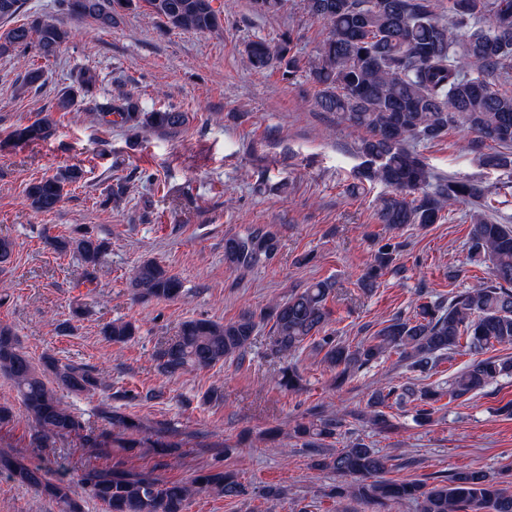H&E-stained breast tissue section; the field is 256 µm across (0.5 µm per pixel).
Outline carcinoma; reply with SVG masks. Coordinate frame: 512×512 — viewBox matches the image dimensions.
<instances>
[{"label": "carcinoma", "instance_id": "obj_1", "mask_svg": "<svg viewBox=\"0 0 512 512\" xmlns=\"http://www.w3.org/2000/svg\"><path fill=\"white\" fill-rule=\"evenodd\" d=\"M142 1L168 30L210 33L223 28L214 0H63V4L69 14L110 29ZM285 2L250 0V5L259 15H276ZM304 9L328 28L307 70L317 105L338 114L357 134L358 152L364 158L358 179L389 189L378 201V223L398 230L407 224H436L445 211L460 204H475L482 211L490 208L491 191L475 180L431 182L428 167L412 145L437 141L449 128H461L470 135L467 145L480 166L512 172V92L495 89L500 71L512 65V0H448L446 23L433 0H304ZM69 37L68 29L36 16L27 24L0 30V55L33 46L48 58ZM244 55L259 73L279 71L291 80L303 69L289 34L275 42L252 39L245 43ZM98 81L92 67L72 71L70 84L57 93V111L70 112L78 99L93 97ZM100 117L111 125L153 131H177L188 122L187 114L175 109L145 111L128 94L101 106ZM56 128L54 118L45 114L18 126L13 137L19 142L45 140ZM81 178L82 170L76 166L42 177L26 186V200L32 210L50 213L62 201L65 187ZM45 244L55 252L76 255L88 281L94 279L109 247L87 231L48 237ZM401 247L390 238L378 241L359 286L370 290L381 276L399 272ZM279 250L276 233L255 228L225 240L224 260L236 269L254 268L272 261ZM468 257L489 262L486 281L458 290L446 301L434 300L427 289L418 288L410 314L393 315L354 346L341 341L331 327L327 302L335 283L322 280L292 291L258 314L247 310L224 324L203 318L182 322L176 335L158 343L156 367L173 377L240 359L264 321L272 323L271 350L279 358L276 384L288 393L303 388L297 357L309 346L333 373L336 388L387 352L397 353L409 371L423 377L431 375L443 356L460 349L467 352L472 361L446 387L418 388L409 380L390 381L371 394L369 420L380 431L391 429L385 408L407 401L417 402L415 422L427 424L442 398L451 404L512 375L511 356L487 355L496 346H512V225L497 224L482 212L472 215ZM132 285L138 300H174L183 288L178 276L154 260H144L135 268ZM137 333L132 321H114L102 330L104 338L117 345L133 341ZM0 377L12 383L21 399L31 422L32 443L41 446L74 434L83 447L105 449L109 462L83 464L74 480L54 476L46 465H28L0 453V476L54 500L59 512H84L81 500L74 497V483L86 497L102 503L106 512H188L191 500L201 493L231 499L247 492L237 474L221 469H202L183 481L110 463L112 432L97 435L85 429L57 393L62 388L76 396L89 394L102 386L99 377L82 364L63 362L52 354L34 361L6 325L0 326ZM102 421L125 435L123 449L145 444L138 438L141 425L134 417L105 411ZM343 424L337 415H321L297 424L293 437L320 448ZM84 429L87 433L80 434ZM152 447L158 456L168 457L180 444L163 439L159 431ZM317 465L343 482L362 479L349 490L336 487L339 498L380 504L416 501L420 512H512V491L481 469L460 470L432 484L387 479L386 458L359 438L336 453L322 455Z\"/></svg>", "mask_w": 512, "mask_h": 512}]
</instances>
